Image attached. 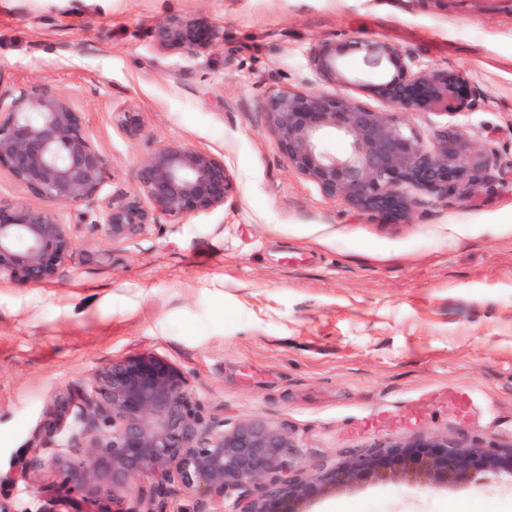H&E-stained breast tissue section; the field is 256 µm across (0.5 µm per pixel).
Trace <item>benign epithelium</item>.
<instances>
[{
  "instance_id": "benign-epithelium-1",
  "label": "benign epithelium",
  "mask_w": 512,
  "mask_h": 512,
  "mask_svg": "<svg viewBox=\"0 0 512 512\" xmlns=\"http://www.w3.org/2000/svg\"><path fill=\"white\" fill-rule=\"evenodd\" d=\"M158 51L198 58L218 47L217 33L200 20L170 17L154 33ZM349 50L364 65L380 68L373 92L389 106L377 112L346 94L282 91L265 104L268 128L291 167L328 198L361 210L405 216L414 192L467 197L506 175L494 152L457 125L425 143L407 122L411 112H430L461 96L462 73L425 67L384 40L337 44L321 41L309 62L324 80L347 85L338 59ZM126 134L144 133L140 113H120ZM346 147L329 152L326 134ZM0 166L46 202L42 208L0 204V281L40 285L52 280L74 249L71 228L53 207L97 195L104 163L86 135L80 113L66 98L33 92L0 101ZM233 178L224 160L181 141L156 146L137 168L136 187L109 199L95 224L119 243L145 235L167 217L174 220L224 207ZM94 497L115 498L137 483L135 506L116 512H163L181 493L206 498L209 512H302L301 505L336 488L395 476L450 484L479 473L512 479V448L460 447L439 439L392 443L351 455L316 476L292 469L288 436L261 419L224 431V419L204 418L194 407L187 379L154 354L113 361L86 387L68 393L39 429L38 444L15 457L26 481L39 453ZM44 501L39 512H59L55 491L32 484Z\"/></svg>"
}]
</instances>
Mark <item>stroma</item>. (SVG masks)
Masks as SVG:
<instances>
[{"label": "stroma", "mask_w": 512, "mask_h": 512, "mask_svg": "<svg viewBox=\"0 0 512 512\" xmlns=\"http://www.w3.org/2000/svg\"><path fill=\"white\" fill-rule=\"evenodd\" d=\"M172 16L213 26L220 48L158 52L154 29ZM374 39L462 72L484 98L456 116L408 114L424 138L454 122L512 162V0H0V101L65 97L105 167L96 200L54 209L75 237L57 275L0 282V496L16 512L39 504L4 476L55 400L139 354L180 369L225 430L259 418L287 434L304 476L419 437L512 446V178L451 202L419 192L391 218L324 196L267 129L271 94L338 93L308 63L314 44ZM342 70L356 101L387 111L358 55ZM130 108L145 124L136 140L116 120ZM169 140L224 160V207L111 242L94 223L102 201L133 189ZM459 389L474 392L463 411L448 402ZM377 409L394 424L373 422ZM50 458L29 482L91 512ZM306 509L512 512V479L366 482Z\"/></svg>", "instance_id": "35a3bbf8"}]
</instances>
